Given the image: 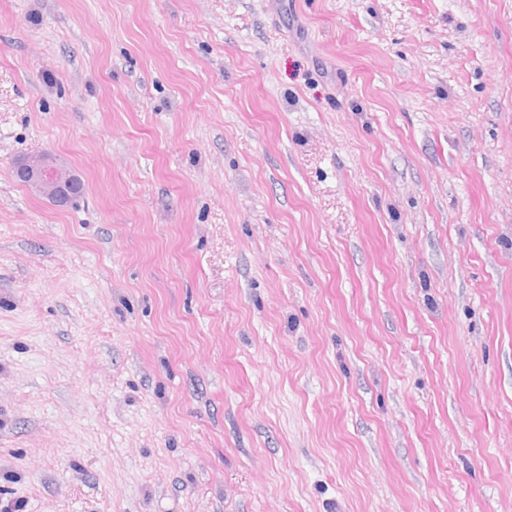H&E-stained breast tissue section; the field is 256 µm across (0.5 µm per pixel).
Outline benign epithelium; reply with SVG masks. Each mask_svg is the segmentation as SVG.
Returning a JSON list of instances; mask_svg holds the SVG:
<instances>
[{
  "label": "benign epithelium",
  "instance_id": "obj_1",
  "mask_svg": "<svg viewBox=\"0 0 512 512\" xmlns=\"http://www.w3.org/2000/svg\"><path fill=\"white\" fill-rule=\"evenodd\" d=\"M16 175L31 193L58 206L67 205L83 191L78 173L52 151L22 158Z\"/></svg>",
  "mask_w": 512,
  "mask_h": 512
}]
</instances>
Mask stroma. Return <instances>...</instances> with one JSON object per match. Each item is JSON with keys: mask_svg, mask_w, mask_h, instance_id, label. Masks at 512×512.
Instances as JSON below:
<instances>
[{"mask_svg": "<svg viewBox=\"0 0 512 512\" xmlns=\"http://www.w3.org/2000/svg\"><path fill=\"white\" fill-rule=\"evenodd\" d=\"M18 502L512 512V0H0ZM15 170L31 193L58 206L67 205L82 194L83 182L78 173L52 151L22 158Z\"/></svg>", "mask_w": 512, "mask_h": 512, "instance_id": "1", "label": "stroma"}]
</instances>
